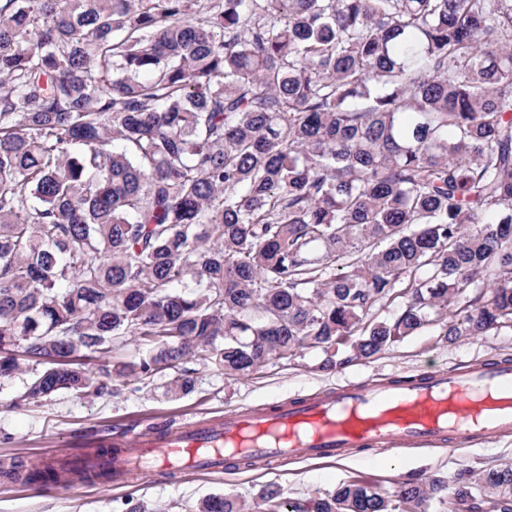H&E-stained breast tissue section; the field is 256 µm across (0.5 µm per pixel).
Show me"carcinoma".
<instances>
[{
  "mask_svg": "<svg viewBox=\"0 0 512 512\" xmlns=\"http://www.w3.org/2000/svg\"><path fill=\"white\" fill-rule=\"evenodd\" d=\"M512 327V0H0V381L330 373ZM138 353L110 360L115 342ZM37 487L64 469L14 462ZM512 512V464L198 512Z\"/></svg>",
  "mask_w": 512,
  "mask_h": 512,
  "instance_id": "cac0c4a2",
  "label": "carcinoma"
}]
</instances>
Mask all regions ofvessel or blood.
Listing matches in <instances>:
<instances>
[{
	"label": "vessel or blood",
	"mask_w": 512,
	"mask_h": 512,
	"mask_svg": "<svg viewBox=\"0 0 512 512\" xmlns=\"http://www.w3.org/2000/svg\"><path fill=\"white\" fill-rule=\"evenodd\" d=\"M512 434V363L464 362L380 382L346 383L263 410H235L179 429L109 440L112 457L74 455L75 470L111 468L114 483L178 468L223 471L248 456L262 466L291 457L335 464L366 448H453Z\"/></svg>",
	"instance_id": "vessel-or-blood-1"
}]
</instances>
